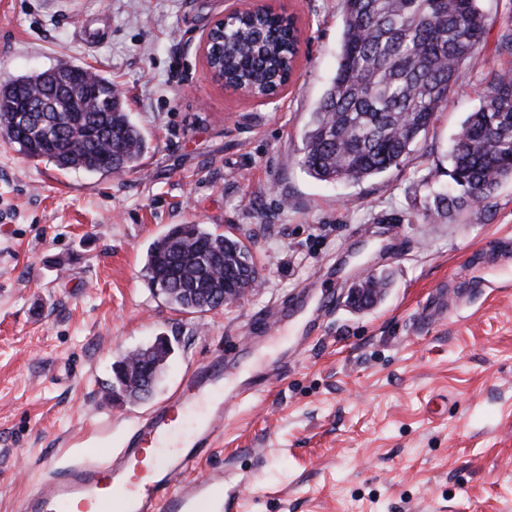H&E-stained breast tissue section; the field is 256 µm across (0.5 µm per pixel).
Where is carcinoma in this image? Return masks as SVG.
I'll return each mask as SVG.
<instances>
[{
  "label": "carcinoma",
  "instance_id": "cac0c4a2",
  "mask_svg": "<svg viewBox=\"0 0 512 512\" xmlns=\"http://www.w3.org/2000/svg\"><path fill=\"white\" fill-rule=\"evenodd\" d=\"M486 29L479 0H343L336 74L304 132L306 172L321 181L361 182L399 166L447 105L457 72ZM222 39L223 53L211 64L225 81L263 96L288 75L295 41L279 14H244ZM54 70L84 86L86 95L55 103L56 112L46 113L40 126L14 131L18 110L37 96L51 101V93L41 72L12 78L0 84V134L21 154L62 169L101 176L139 171L144 137L112 82L74 63ZM448 176L456 192L434 196L436 212L472 207L512 179V65L487 72L479 107L456 134ZM250 266L237 238L178 224L149 246L143 270L150 285L167 282L168 303L195 312L224 287L220 276ZM171 355L161 337L125 355L120 395L150 396Z\"/></svg>",
  "mask_w": 512,
  "mask_h": 512
}]
</instances>
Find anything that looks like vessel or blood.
Masks as SVG:
<instances>
[{
  "instance_id": "b4317fda",
  "label": "vessel or blood",
  "mask_w": 512,
  "mask_h": 512,
  "mask_svg": "<svg viewBox=\"0 0 512 512\" xmlns=\"http://www.w3.org/2000/svg\"><path fill=\"white\" fill-rule=\"evenodd\" d=\"M224 416V361L217 358L193 367L124 448L50 472L19 512H230L223 471L188 475L222 437Z\"/></svg>"
}]
</instances>
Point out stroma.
I'll return each instance as SVG.
<instances>
[{
  "mask_svg": "<svg viewBox=\"0 0 512 512\" xmlns=\"http://www.w3.org/2000/svg\"><path fill=\"white\" fill-rule=\"evenodd\" d=\"M245 0H0V82L68 61L112 80L146 151L137 173L60 170L0 136V512L71 457L120 448L193 366L224 360V468L239 512H512V181L453 216L449 152L494 60L512 0H481L483 43L404 162L357 183L301 165L336 73L342 0H275L302 53L273 100L214 81L201 51ZM203 224L247 246L261 286L216 311L169 305L148 246ZM388 276L373 307L346 292ZM462 291L429 327L440 286ZM171 340L152 399L112 397V366Z\"/></svg>",
  "mask_w": 512,
  "mask_h": 512,
  "instance_id": "1",
  "label": "stroma"
}]
</instances>
